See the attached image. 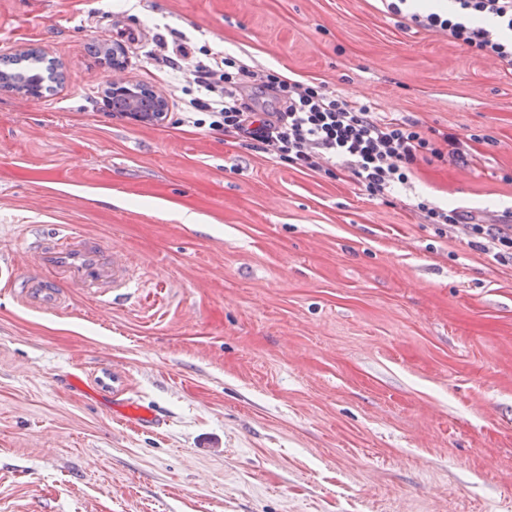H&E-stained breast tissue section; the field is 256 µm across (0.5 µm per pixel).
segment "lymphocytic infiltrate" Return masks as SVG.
<instances>
[{"instance_id": "f902f5d3", "label": "lymphocytic infiltrate", "mask_w": 512, "mask_h": 512, "mask_svg": "<svg viewBox=\"0 0 512 512\" xmlns=\"http://www.w3.org/2000/svg\"><path fill=\"white\" fill-rule=\"evenodd\" d=\"M446 13H412L417 26L445 32L483 57L512 64V0H452ZM187 82L196 94L177 117L166 112H131L141 123L173 121L175 126L209 128L263 150L303 172L350 178L369 198L382 199L407 185L418 162L460 160L458 138L439 130L423 132L417 123L387 119L373 107L329 91L321 82H301L275 72H255L233 58L216 55L197 62ZM272 94L277 112H258L245 98L246 88ZM415 207L436 234L464 229L484 239L497 262L512 260V225L465 220L460 208L419 199Z\"/></svg>"}]
</instances>
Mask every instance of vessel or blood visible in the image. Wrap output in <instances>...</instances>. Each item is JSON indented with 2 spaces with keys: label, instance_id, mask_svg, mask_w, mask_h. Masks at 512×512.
Returning <instances> with one entry per match:
<instances>
[{
  "label": "vessel or blood",
  "instance_id": "1",
  "mask_svg": "<svg viewBox=\"0 0 512 512\" xmlns=\"http://www.w3.org/2000/svg\"><path fill=\"white\" fill-rule=\"evenodd\" d=\"M35 268L19 275L0 264V285L37 309H61L69 289L92 290L99 306L109 308L130 300L139 281L127 254L104 240L65 225L48 227L33 245ZM118 418L135 428L158 425L155 409L129 398L117 405Z\"/></svg>",
  "mask_w": 512,
  "mask_h": 512
}]
</instances>
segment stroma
Segmentation results:
<instances>
[{
	"instance_id": "stroma-1",
	"label": "stroma",
	"mask_w": 512,
	"mask_h": 512,
	"mask_svg": "<svg viewBox=\"0 0 512 512\" xmlns=\"http://www.w3.org/2000/svg\"><path fill=\"white\" fill-rule=\"evenodd\" d=\"M211 53L455 134L392 203L220 134L111 116L107 64L165 92ZM62 85L0 92V260L41 225L125 251L141 288L58 311L0 289V512H512V262L417 198L512 212V65L381 0H0V57ZM201 223L173 219L171 208ZM133 397L159 426L111 414Z\"/></svg>"
}]
</instances>
